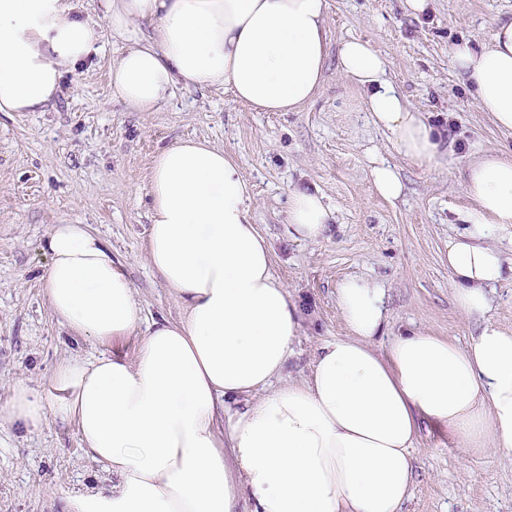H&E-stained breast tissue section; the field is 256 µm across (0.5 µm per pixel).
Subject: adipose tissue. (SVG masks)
Here are the masks:
<instances>
[{
	"label": "adipose tissue",
	"mask_w": 512,
	"mask_h": 512,
	"mask_svg": "<svg viewBox=\"0 0 512 512\" xmlns=\"http://www.w3.org/2000/svg\"><path fill=\"white\" fill-rule=\"evenodd\" d=\"M326 9V0H106L100 24L76 17L72 0H0V112L42 109L106 27L129 41L112 62L111 97L136 111H156L181 86L295 112L324 83ZM451 57L479 110L512 135V17L497 20L486 45L457 44ZM337 69L364 90L373 124L399 153L447 167L433 128L370 43L344 41ZM462 188L471 205L465 231L448 242V284L476 336L461 346L416 331L378 354L385 290L349 277L336 290L348 334L319 349L300 383L283 372L301 313L250 219L251 187L223 149L183 140L150 172L147 259L179 300L178 320L144 324L104 239L86 224L52 225L42 284L55 318L99 342L140 336L135 360L71 358L54 371L51 392L111 477L67 497L64 512H239L245 491L251 512H402L423 420L473 453L512 454V329L489 316L493 288L512 274L499 245L512 239V158L477 153ZM332 218L318 193L291 192V236L324 238ZM244 394L255 402L223 419L226 401ZM46 413V399L20 381L0 422L34 427Z\"/></svg>",
	"instance_id": "ef3b65f1"
}]
</instances>
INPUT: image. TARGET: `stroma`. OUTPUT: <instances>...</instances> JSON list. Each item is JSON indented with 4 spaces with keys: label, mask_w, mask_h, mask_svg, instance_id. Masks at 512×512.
<instances>
[{
    "label": "stroma",
    "mask_w": 512,
    "mask_h": 512,
    "mask_svg": "<svg viewBox=\"0 0 512 512\" xmlns=\"http://www.w3.org/2000/svg\"><path fill=\"white\" fill-rule=\"evenodd\" d=\"M512 0H430L419 15L403 0H327L331 49L370 42L387 76L416 110L443 130L453 159L427 168L400 155L390 132L371 122L352 79L328 66L316 98L297 112H257L224 88H176L155 112L112 101L108 74L126 39L105 32L100 47L66 70L54 99L37 112H0V404L17 381L48 389L57 365L109 352L133 358L138 339L101 343L72 334L53 316L40 276L41 242L54 224H86L111 246L135 289L145 322L175 320L181 307L146 260L148 181L154 156L185 139L230 153L253 187V224L274 272L302 311L303 332L284 376L305 380L318 350L344 337L336 289L348 277L385 288L386 324L373 348L385 352L412 330L467 344L474 324L448 285V241L462 232L469 201L461 168L473 152L512 157V136L480 112L472 86L454 69L460 42L488 43ZM394 167L404 189L377 195L373 159ZM318 191L333 220L325 238L288 233V196ZM413 482L404 512H512V455L467 453L447 429L422 421L412 450ZM108 479L82 446L76 425L52 400L41 426L0 424V512H62L65 495Z\"/></svg>",
    "instance_id": "1"
}]
</instances>
